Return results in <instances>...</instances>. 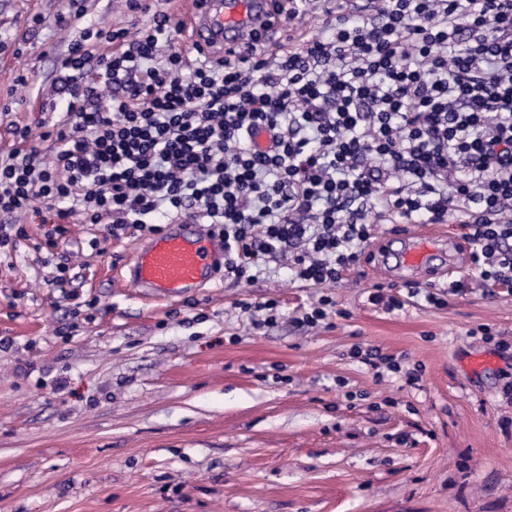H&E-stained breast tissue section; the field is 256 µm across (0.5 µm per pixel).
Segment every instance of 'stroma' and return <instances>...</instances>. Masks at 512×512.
Instances as JSON below:
<instances>
[{
    "label": "stroma",
    "mask_w": 512,
    "mask_h": 512,
    "mask_svg": "<svg viewBox=\"0 0 512 512\" xmlns=\"http://www.w3.org/2000/svg\"><path fill=\"white\" fill-rule=\"evenodd\" d=\"M145 3L133 18L123 0H0V158L17 147L10 121L60 119L72 43L175 11ZM12 221L27 236L0 257V512H512V290L486 286L467 251L415 275L438 304L387 310L376 286L406 288L381 253L417 227L374 214L371 261L338 283L275 259L256 280L157 303L112 272L147 232L105 241L73 216L60 288L39 225ZM323 295L336 310L306 330ZM78 299L94 306L71 333ZM270 299L276 324L253 329L241 303ZM374 349L400 372L376 376L360 359Z\"/></svg>",
    "instance_id": "stroma-1"
}]
</instances>
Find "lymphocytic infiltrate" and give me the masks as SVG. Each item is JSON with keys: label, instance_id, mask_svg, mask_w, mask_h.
I'll list each match as a JSON object with an SVG mask.
<instances>
[{"label": "lymphocytic infiltrate", "instance_id": "obj_1", "mask_svg": "<svg viewBox=\"0 0 512 512\" xmlns=\"http://www.w3.org/2000/svg\"><path fill=\"white\" fill-rule=\"evenodd\" d=\"M348 2L273 57L256 42L188 56L164 12L98 32L109 54L74 44L63 121L9 126L0 215L33 213L52 251L76 213L116 239L191 213L221 230L225 278L285 255L320 286L360 261L371 213L454 210L480 278L512 287V0H366L354 20Z\"/></svg>", "mask_w": 512, "mask_h": 512}]
</instances>
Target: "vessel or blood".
<instances>
[{
    "mask_svg": "<svg viewBox=\"0 0 512 512\" xmlns=\"http://www.w3.org/2000/svg\"><path fill=\"white\" fill-rule=\"evenodd\" d=\"M265 9L261 0H185L180 10V31L191 48L251 42L260 29ZM432 243L414 237L413 246L401 255L405 266H425ZM224 267V240L198 221H169L166 230L141 243L127 268L130 282L143 293L164 300L182 298L205 281L217 278Z\"/></svg>",
    "mask_w": 512,
    "mask_h": 512,
    "instance_id": "1",
    "label": "vessel or blood"
}]
</instances>
